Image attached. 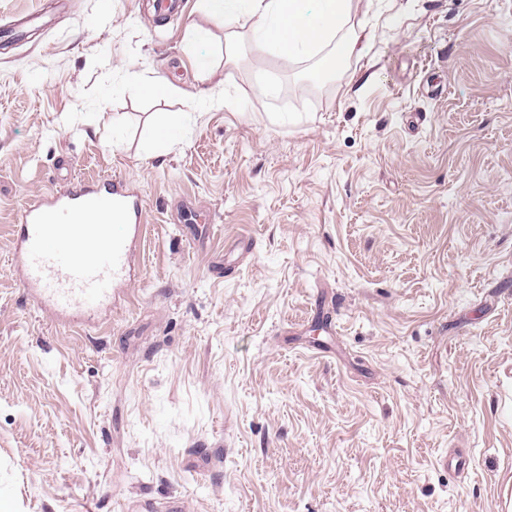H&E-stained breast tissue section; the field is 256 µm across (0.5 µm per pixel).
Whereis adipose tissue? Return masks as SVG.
Listing matches in <instances>:
<instances>
[{
	"instance_id": "ef3b65f1",
	"label": "adipose tissue",
	"mask_w": 512,
	"mask_h": 512,
	"mask_svg": "<svg viewBox=\"0 0 512 512\" xmlns=\"http://www.w3.org/2000/svg\"><path fill=\"white\" fill-rule=\"evenodd\" d=\"M356 8L357 0H198L207 18L245 19L258 51L287 56H311L329 45L338 57L366 50L373 33L351 27Z\"/></svg>"
}]
</instances>
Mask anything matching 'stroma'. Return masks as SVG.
<instances>
[{
	"label": "stroma",
	"mask_w": 512,
	"mask_h": 512,
	"mask_svg": "<svg viewBox=\"0 0 512 512\" xmlns=\"http://www.w3.org/2000/svg\"><path fill=\"white\" fill-rule=\"evenodd\" d=\"M183 5L0 0V512H512V0H360L316 91ZM112 176L140 275L64 326L14 226Z\"/></svg>",
	"instance_id": "obj_1"
}]
</instances>
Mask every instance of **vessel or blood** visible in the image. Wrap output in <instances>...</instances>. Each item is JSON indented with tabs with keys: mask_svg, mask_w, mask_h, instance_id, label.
Returning <instances> with one entry per match:
<instances>
[{
	"mask_svg": "<svg viewBox=\"0 0 512 512\" xmlns=\"http://www.w3.org/2000/svg\"><path fill=\"white\" fill-rule=\"evenodd\" d=\"M144 220L124 179L57 187L20 210L9 272L61 324H89L132 279Z\"/></svg>",
	"mask_w": 512,
	"mask_h": 512,
	"instance_id": "obj_1",
	"label": "vessel or blood"
}]
</instances>
